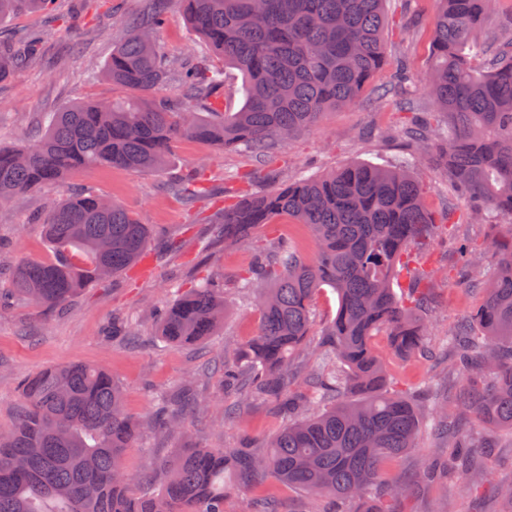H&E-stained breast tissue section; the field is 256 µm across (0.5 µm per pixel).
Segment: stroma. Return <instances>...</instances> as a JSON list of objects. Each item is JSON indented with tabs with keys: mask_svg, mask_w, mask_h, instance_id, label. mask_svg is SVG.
<instances>
[{
	"mask_svg": "<svg viewBox=\"0 0 512 512\" xmlns=\"http://www.w3.org/2000/svg\"><path fill=\"white\" fill-rule=\"evenodd\" d=\"M151 7V0H86L79 8L72 0H54L44 11L20 9L0 16L1 36L21 31L44 36L38 67L0 82V143L32 140L54 112L73 103L121 95V88L98 79L96 73L123 37L117 20L143 16ZM165 8L159 38L171 55H184L197 38L173 0H167ZM438 8V0H387L385 38L394 51L373 79L374 86L392 83L400 61H408L414 98L425 112L430 98L424 77L431 63V24ZM403 120L392 100L374 99L368 89L355 103L328 111L318 125L296 135L262 166L244 152L183 139L158 171L135 173L109 166L80 170L57 186L0 205V265L4 267L22 257L51 258L42 227L32 217L77 191H92L121 203L151 230L139 266L88 285L62 308L47 310L18 301L11 311L0 313V427L15 420L22 402L21 383L27 376L47 366L80 362L109 371L123 390L128 413L151 424L125 452L128 471L151 472L157 463L185 448L237 446L241 430L224 415L222 376L204 371L207 363L247 341L257 328V309L230 283L250 264L256 241L288 239L309 256L313 237L307 226L283 218L276 227H260L254 238L236 248L228 250L218 242L205 252L198 244L210 234L215 208L287 184L300 174L318 176L352 163L391 165L406 159L411 174L431 187L430 208L434 219L442 220L447 208L461 209L465 202L451 190L442 170L432 160L415 156L399 136ZM197 166L206 167L217 200L214 207L196 214L165 187ZM497 221L492 215L487 222L460 224L448 233L440 228L434 231L423 250L426 266L439 271L433 283L437 306L429 317L428 346L434 354L401 358L391 353L386 337H376L375 347L393 389L412 394L426 387L449 395L460 384L454 357L438 353L437 348L458 321L473 314L482 295L462 283L457 243L464 239L478 246L477 265L493 266L496 252L491 240ZM178 241L186 242L185 251H172ZM210 273L229 283L224 291L223 325L214 336L196 344L175 347L163 342L156 334V309L172 303L180 291ZM118 318L131 320L134 332L115 340L109 328ZM191 377L197 378V390L206 397L207 407L191 419L185 434H168L152 422L157 397ZM469 428L477 439L489 441L488 447L471 449V470L423 478L427 457L447 453L442 440L426 430L418 434L412 448L383 463L378 492L400 481L412 485L406 498L391 503V512H506L508 505L500 493L512 488V433L488 436L474 420Z\"/></svg>",
	"mask_w": 512,
	"mask_h": 512,
	"instance_id": "35a3bbf8",
	"label": "stroma"
}]
</instances>
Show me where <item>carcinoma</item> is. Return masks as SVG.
<instances>
[{"mask_svg": "<svg viewBox=\"0 0 512 512\" xmlns=\"http://www.w3.org/2000/svg\"><path fill=\"white\" fill-rule=\"evenodd\" d=\"M178 2L204 44L175 58L157 38L160 12L122 22L128 37L112 49L103 75L126 95L72 104L35 142L0 146V203L82 169L150 172L181 138L269 157L324 112L355 102L386 58V0ZM440 3L427 79L435 111L407 113L401 134L415 150L436 151L465 201L457 222L495 213L512 223V30L480 43L498 0ZM46 4L0 0V15ZM212 53L243 77L235 111L224 106V70L211 64ZM37 65L34 37L0 44V81ZM168 190L191 209L214 198L203 168ZM426 194L404 165L358 163L224 203L212 233L226 248L281 218L313 232L311 259L284 239L255 246L236 288L254 296L259 326L223 364L224 394L234 397L236 415L267 400L293 422L265 453L246 432L235 448H186L159 463V489L134 494L123 458L142 424L124 412L119 385L98 367H47L24 380L15 422L0 428V512H224V498L249 490L261 474L311 495L314 512H331L347 498L360 512H386L372 489L379 466L411 447L422 427L447 439L451 460L461 465L471 445L466 414L493 432L512 431L511 227L493 241L495 271L475 277L476 248L463 251L465 277L482 303L450 334L465 376L452 405L390 389L372 345L384 332L392 351L405 356L427 335L436 271L423 268L399 282L403 271L422 265L418 245L434 226ZM102 199L76 193L34 220L45 225L55 256L13 266L0 311L16 297L61 307L78 289L106 280L102 269L112 277L139 261L148 225ZM326 287L338 309L311 354L313 301ZM225 288L217 277L199 279L161 310L157 335L176 346L213 335L224 318ZM156 420L173 434L189 415L180 398L169 397ZM248 512H278L277 501L257 491Z\"/></svg>", "mask_w": 512, "mask_h": 512, "instance_id": "carcinoma-1", "label": "carcinoma"}]
</instances>
